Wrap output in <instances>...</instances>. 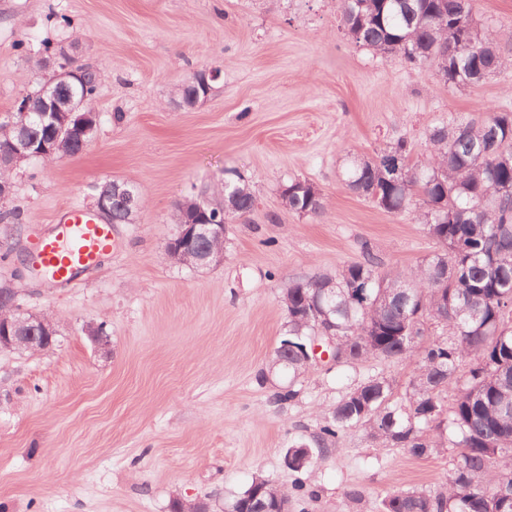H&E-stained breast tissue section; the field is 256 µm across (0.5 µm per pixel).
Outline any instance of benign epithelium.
I'll return each instance as SVG.
<instances>
[{
	"label": "benign epithelium",
	"instance_id": "7a95c632",
	"mask_svg": "<svg viewBox=\"0 0 512 512\" xmlns=\"http://www.w3.org/2000/svg\"><path fill=\"white\" fill-rule=\"evenodd\" d=\"M84 66L66 56L55 63L54 77L39 92L40 105L31 106L21 100L17 106L20 120L16 123L17 137L10 141L7 153H0V166L11 170L36 155L43 157L54 154L65 146L67 140L77 136L84 144H89L96 130L97 112L78 93L67 96L59 94V87H71L81 82ZM220 74L215 70H204L195 82L204 86V91L190 98H179L183 107H196L206 101L211 91V83ZM121 203L133 215L140 210L139 197L129 188L127 182H112V192L95 198L97 214L105 217L112 206ZM207 204L194 202L192 218L179 225L177 237L168 242V251L182 253L192 259L193 268H206L224 261L225 225L210 220ZM0 350L41 352L52 347L51 340L57 335L55 322L47 315L11 316L0 314ZM307 361L327 359L336 362V336L329 329L321 330L314 337Z\"/></svg>",
	"mask_w": 512,
	"mask_h": 512
}]
</instances>
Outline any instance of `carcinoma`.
I'll return each mask as SVG.
<instances>
[{
    "label": "carcinoma",
    "instance_id": "carcinoma-1",
    "mask_svg": "<svg viewBox=\"0 0 512 512\" xmlns=\"http://www.w3.org/2000/svg\"><path fill=\"white\" fill-rule=\"evenodd\" d=\"M345 35L390 59L442 73L464 89L508 60L507 44L479 29L474 0H338ZM100 74L88 68L75 89L94 104ZM421 164L411 163L404 139L356 156L344 171L346 187L390 214L412 211L435 241L434 254L409 268H382L369 245L364 260L336 274L291 281L285 333L275 349L297 378L309 365L304 349L316 329H334L338 364L355 367L409 361L415 373L405 393L371 375L325 412L314 436L327 449L346 430L362 428L377 448H405L418 458L456 449L448 482L434 492L398 490L381 512H512V166L496 163L512 151V112L489 110L478 119L434 127ZM233 206H210L223 220L253 211L248 183L224 179L213 195ZM289 212L318 216L321 193L302 180L281 189ZM457 395L445 403L450 387ZM447 423L448 443L433 433ZM288 494L262 479L224 503V512H262Z\"/></svg>",
    "mask_w": 512,
    "mask_h": 512
}]
</instances>
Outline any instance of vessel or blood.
I'll use <instances>...</instances> for the list:
<instances>
[{"mask_svg":"<svg viewBox=\"0 0 512 512\" xmlns=\"http://www.w3.org/2000/svg\"><path fill=\"white\" fill-rule=\"evenodd\" d=\"M111 248V225L72 207L63 215L56 235L43 241L39 260L52 277L66 281L75 272L96 266Z\"/></svg>","mask_w":512,"mask_h":512,"instance_id":"1","label":"vessel or blood"}]
</instances>
